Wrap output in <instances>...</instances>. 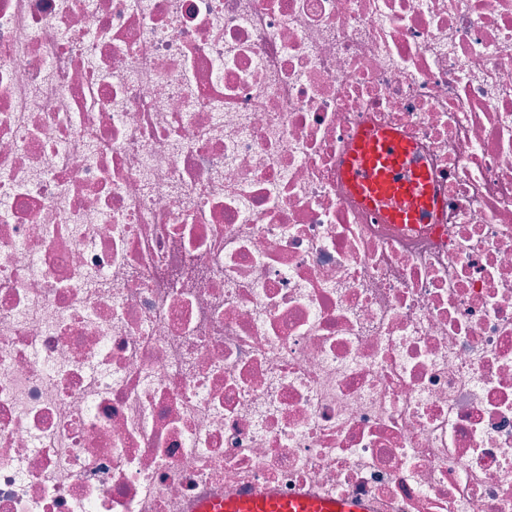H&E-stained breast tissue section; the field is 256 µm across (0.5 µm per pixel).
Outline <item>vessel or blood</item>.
Instances as JSON below:
<instances>
[{"mask_svg": "<svg viewBox=\"0 0 512 512\" xmlns=\"http://www.w3.org/2000/svg\"><path fill=\"white\" fill-rule=\"evenodd\" d=\"M412 147L395 130L364 127L351 140L341 174L365 207L383 211L392 224H417L438 212L431 175L419 168ZM197 512H375L364 498H331L266 488L201 501Z\"/></svg>", "mask_w": 512, "mask_h": 512, "instance_id": "1", "label": "vessel or blood"}]
</instances>
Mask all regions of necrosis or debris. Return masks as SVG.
I'll return each instance as SVG.
<instances>
[{"mask_svg":"<svg viewBox=\"0 0 512 512\" xmlns=\"http://www.w3.org/2000/svg\"><path fill=\"white\" fill-rule=\"evenodd\" d=\"M256 485L512 512V0H0V512ZM411 153L399 131L364 127L344 156L341 174L353 195L363 206L383 211L391 224H419L441 206L431 175Z\"/></svg>","mask_w":512,"mask_h":512,"instance_id":"necrosis-or-debris-1","label":"necrosis or debris"}]
</instances>
